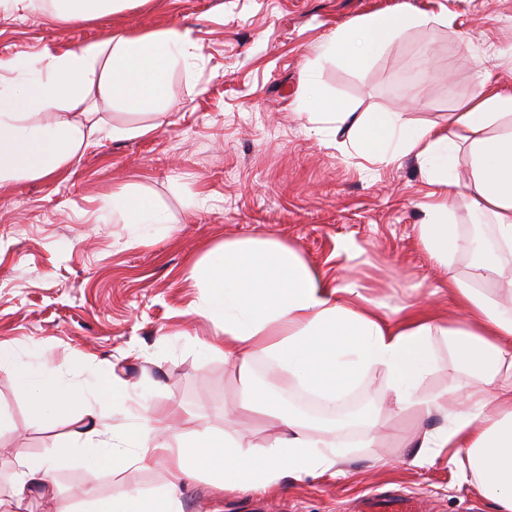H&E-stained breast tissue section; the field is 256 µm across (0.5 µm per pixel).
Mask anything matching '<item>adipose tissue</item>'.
I'll return each mask as SVG.
<instances>
[{"mask_svg": "<svg viewBox=\"0 0 512 512\" xmlns=\"http://www.w3.org/2000/svg\"><path fill=\"white\" fill-rule=\"evenodd\" d=\"M130 0H52L61 21L94 20L126 8ZM455 12L429 16L399 11L364 18L359 28L337 34L328 54L361 68L368 53L363 35L383 44L402 31L435 22L450 26ZM191 42L176 29L119 36L37 58L0 61L11 77L0 80V186L41 180L63 173L95 144L108 137L148 134L141 126L117 131L93 118L98 105L120 104L155 113L166 96L170 72L190 57ZM477 93L460 101L447 127L408 125L393 112H357L325 100L318 88L309 99L322 109L324 121L346 127L358 155L373 164L390 165L414 158L433 187L423 206L420 239L430 258L444 268L466 242L457 232L453 203L467 197L472 213L489 217L497 252L470 249L479 277H499L512 288V94L493 90L489 73L479 75ZM102 221L128 224L135 241L145 243L167 223L165 211L138 191L113 192ZM201 295L195 314L210 322L214 340L203 351L223 355L241 373L255 358L270 360L305 390L333 404L358 378L379 370L387 377L386 397L398 408L440 409L441 397H423L420 388L434 360V340L449 343L457 361L476 374V384L457 390L459 405L447 426L424 432L420 445L453 448L467 460L470 476L483 492L512 512V304L449 277L454 315H435L432 307L414 308L398 321L384 320L357 283L330 284L292 246L266 237L228 240L207 251L190 271ZM12 365L14 383L27 399L37 422L47 424L79 411L85 428L74 441L59 444L55 458L18 461L12 474L16 490L0 498V512H29L25 491L38 487L56 492V458L82 449L98 451V465L115 471L165 464L174 478L191 476L198 460L224 488H264L288 473L328 469L336 455L337 425L311 429L299 415L283 411L276 395L246 384L243 396L258 412L274 419L278 431L263 443L244 445L235 433L214 435L198 416L187 420L186 433L171 439L172 417L156 411L147 391H140L144 425L114 433L110 414L87 405V393L125 402L130 391L111 366L97 363L90 389L68 381L61 367L27 360L0 346V364ZM96 512H180L173 494H137L97 503Z\"/></svg>", "mask_w": 512, "mask_h": 512, "instance_id": "obj_1", "label": "adipose tissue"}]
</instances>
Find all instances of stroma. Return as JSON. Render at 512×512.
<instances>
[{
	"label": "stroma",
	"mask_w": 512,
	"mask_h": 512,
	"mask_svg": "<svg viewBox=\"0 0 512 512\" xmlns=\"http://www.w3.org/2000/svg\"><path fill=\"white\" fill-rule=\"evenodd\" d=\"M444 3L458 15L454 26L411 27L386 46L368 44L362 68L321 59L337 30L367 16L399 7L431 14ZM171 28L190 30L195 48L172 71L162 114L99 113L107 125L151 133L101 140L61 176L0 188V344L35 352L80 385L91 379L90 363L111 362L132 392L112 410L114 430L140 423L134 394L145 386L157 406L257 444L271 431L242 408L238 370L199 349L212 326L191 311L200 297L192 264L224 241L272 235L326 281L354 278L385 319L428 299L449 310L448 277L470 278V259L458 254L445 270L424 250L418 226L431 185L414 159L369 163L335 124L313 122L309 83L359 112L447 126L456 103L476 93L481 68L512 93V0H132L89 22H59L48 0H22L0 9V58ZM126 185L169 216L151 243L133 242L130 225L99 219ZM435 350L426 397L470 379L445 342ZM385 385L373 370L342 398L341 410L364 404L378 419L371 433L338 434L326 472L222 490L204 473L173 482L162 464L95 472L90 448L55 471L50 510L36 501L30 508L86 512L92 501L159 493L173 482L181 512H361L371 494L406 496L418 512H506L462 478L448 452L413 464L407 438L447 425V416L388 406ZM77 429L70 415L37 424L1 366L0 495L13 494L19 458L52 453Z\"/></svg>",
	"instance_id": "35a3bbf8"
}]
</instances>
